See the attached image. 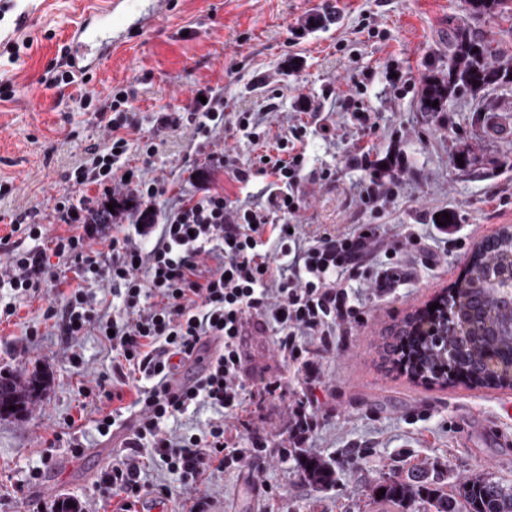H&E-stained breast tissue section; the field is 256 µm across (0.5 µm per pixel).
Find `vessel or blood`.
I'll use <instances>...</instances> for the list:
<instances>
[{
    "label": "vessel or blood",
    "instance_id": "obj_1",
    "mask_svg": "<svg viewBox=\"0 0 512 512\" xmlns=\"http://www.w3.org/2000/svg\"><path fill=\"white\" fill-rule=\"evenodd\" d=\"M123 0H100L89 7L72 34L70 58L75 67H97L112 51V13Z\"/></svg>",
    "mask_w": 512,
    "mask_h": 512
}]
</instances>
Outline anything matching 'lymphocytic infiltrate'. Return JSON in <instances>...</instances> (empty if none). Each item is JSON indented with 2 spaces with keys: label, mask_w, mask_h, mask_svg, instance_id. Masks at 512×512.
I'll list each match as a JSON object with an SVG mask.
<instances>
[{
  "label": "lymphocytic infiltrate",
  "mask_w": 512,
  "mask_h": 512,
  "mask_svg": "<svg viewBox=\"0 0 512 512\" xmlns=\"http://www.w3.org/2000/svg\"><path fill=\"white\" fill-rule=\"evenodd\" d=\"M134 97L129 89L111 101L106 142L91 148L87 160L70 172L68 180L81 195L66 192L55 203L69 233L51 238L47 249L13 246L0 266V280L25 295L46 281L61 286L53 259L78 264V283L65 292L63 311L48 310L47 317L61 319L67 341L92 328L109 338L117 385L104 391L113 407L99 409L96 426L101 434L119 428L126 436L99 487L123 496L122 512H135L145 497L141 475L147 465L166 466L183 483L196 485L206 473L287 454L315 433L318 420L301 399L292 403L284 431L270 432L249 419L250 397L287 394L282 380L244 381L241 340L250 328H273L282 362L296 370L307 391H314L321 384L320 359L334 354L362 320L348 280L368 278L374 294L384 293L394 270L375 268L374 259L405 247L426 266L438 263L435 250L403 229L386 238L374 224L309 232L295 223L304 185L336 179L333 170L308 169L297 148L305 130L301 124L289 127L286 138L251 162L207 155L194 170L196 191L171 200L164 214H157L168 188L165 180L145 171L155 144H145L141 167L123 161L127 134L138 128L127 110ZM224 116L223 98L210 96L187 116L165 112L161 121L192 126L195 136L206 138L223 129ZM352 162L368 175L360 191L362 207L380 215L394 193L383 171L395 167V160H383L366 145L355 147ZM258 172L269 180L263 206L227 191V184H249ZM220 176L225 179L221 185L216 182ZM92 185L98 186L97 195L86 194ZM120 193L132 209L122 235L109 231V205ZM103 240L111 252L107 258L91 248ZM104 285L119 299L121 315L105 319L96 313L93 291ZM190 362L198 364V372L180 391H171L169 377ZM127 387L134 390L129 401L123 394ZM204 406L216 417L198 433L165 431V422Z\"/></svg>",
  "instance_id": "lymphocytic-infiltrate-1"
}]
</instances>
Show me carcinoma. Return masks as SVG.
Instances as JSON below:
<instances>
[{
  "mask_svg": "<svg viewBox=\"0 0 512 512\" xmlns=\"http://www.w3.org/2000/svg\"><path fill=\"white\" fill-rule=\"evenodd\" d=\"M465 10L475 16L512 13V0H464ZM499 48L495 41L472 40L467 31L455 32L448 61V75L428 77L421 92L426 112H443L449 97L461 89L480 91L488 86L512 83V65L494 62ZM438 101L439 105L431 106ZM512 269V226L480 242L472 252L463 278L448 289L435 311L408 315L394 330L384 348L385 359L401 363L407 350V373L414 379L441 386L462 381L470 387L512 388V334L501 332L512 321V300L501 297L489 284L495 269ZM42 388L37 378L25 382L0 379V417L25 412L29 401ZM14 409H9V406ZM304 477L322 487L336 481L327 460L307 453L297 455ZM385 493L382 503L401 508L422 500L435 512H512V485L484 473H475L446 494L433 487L421 471L406 477L384 478L376 485Z\"/></svg>",
  "mask_w": 512,
  "mask_h": 512,
  "instance_id": "cac0c4a2",
  "label": "carcinoma"
}]
</instances>
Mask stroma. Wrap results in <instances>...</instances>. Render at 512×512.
I'll use <instances>...</instances> for the list:
<instances>
[{
  "instance_id": "obj_1",
  "label": "stroma",
  "mask_w": 512,
  "mask_h": 512,
  "mask_svg": "<svg viewBox=\"0 0 512 512\" xmlns=\"http://www.w3.org/2000/svg\"><path fill=\"white\" fill-rule=\"evenodd\" d=\"M86 2L19 0L0 21L1 39L34 40L17 64L0 57V78L12 84L11 99L0 101V184L9 188L0 196V237L10 231L8 219H25L34 209L49 235L65 232L54 221V199L68 189L67 175L88 149L104 141L95 117L101 97L128 86L137 92L141 125L129 139L158 143L153 173L166 178L172 194L194 190L189 176L200 153L223 151L245 161L262 147L231 125L207 139L185 127L164 129L158 113L190 112L195 96L209 92L224 97L229 111L265 114L275 138L309 101L329 121L307 131L308 167L335 170L336 181L307 184L300 223L343 231L369 223L359 201L366 175L350 161L362 139L405 161L402 187L379 220L383 235L404 224L430 238L436 214L448 210L460 226L437 243L438 266H415L385 296H374L366 280L350 284L363 321L320 363L318 428L305 447L333 463L335 484L316 486L294 457L274 456L256 469L207 474L197 494L208 499L210 512H396L372 489L413 467L440 475L448 488L478 471L512 485V447L496 440L500 433L512 438V389L428 385L382 358L390 328L446 293L476 243L512 225V133L484 121L491 112L512 123V85L458 92L442 112L419 108L425 78L448 71L458 28L476 40L495 39L510 59L512 20L470 17L464 0H127L112 16V56L90 72L89 82L62 90L40 83ZM320 14L329 22L310 26ZM396 68L402 79L394 84ZM358 81L379 116L369 137L342 102ZM91 91L98 97L87 109L81 99ZM51 304L64 306L53 288L22 298L0 285V312H13L0 321V376L46 381L24 416L0 417V512H56L64 500L81 512H121L122 497L102 495L97 480L123 437L98 433L96 407L82 394L111 380L112 349L94 331L64 344L44 319ZM242 350L246 377L287 379L289 399L300 397L273 330H249ZM75 443L80 453H73Z\"/></svg>"
}]
</instances>
